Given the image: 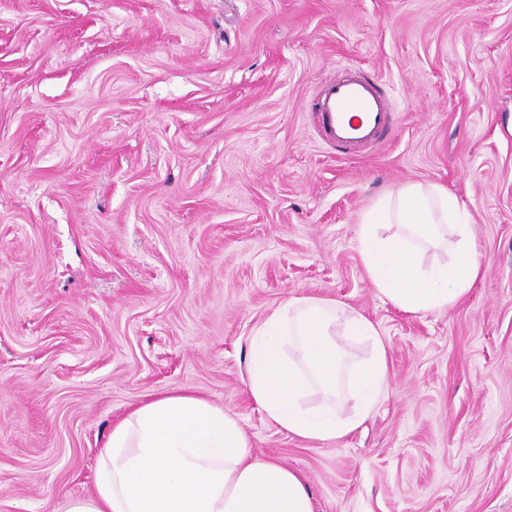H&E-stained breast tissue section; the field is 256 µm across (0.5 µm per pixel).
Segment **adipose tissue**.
<instances>
[{
  "label": "adipose tissue",
  "mask_w": 512,
  "mask_h": 512,
  "mask_svg": "<svg viewBox=\"0 0 512 512\" xmlns=\"http://www.w3.org/2000/svg\"><path fill=\"white\" fill-rule=\"evenodd\" d=\"M451 250L424 264L425 247ZM360 254L375 290L407 313H440L481 272L471 218L440 185L408 183L362 221ZM371 343L352 361L345 340ZM251 399L291 435L333 441L358 430L390 390L388 350L375 324L333 299L292 295L252 328ZM95 492L67 512H315L306 478L253 453L237 415L190 392L157 395L114 423Z\"/></svg>",
  "instance_id": "adipose-tissue-1"
}]
</instances>
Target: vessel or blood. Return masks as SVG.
<instances>
[{
  "label": "vessel or blood",
  "instance_id": "1",
  "mask_svg": "<svg viewBox=\"0 0 512 512\" xmlns=\"http://www.w3.org/2000/svg\"><path fill=\"white\" fill-rule=\"evenodd\" d=\"M325 135L347 152L379 144L391 119V104L360 71L346 70L328 81L318 102Z\"/></svg>",
  "mask_w": 512,
  "mask_h": 512
}]
</instances>
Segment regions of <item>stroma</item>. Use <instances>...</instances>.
<instances>
[{"mask_svg":"<svg viewBox=\"0 0 512 512\" xmlns=\"http://www.w3.org/2000/svg\"><path fill=\"white\" fill-rule=\"evenodd\" d=\"M375 77L380 145L338 150L318 94ZM434 183L482 254L448 311L410 314L363 268L364 215ZM368 316L389 398L304 440L243 381L289 295ZM192 391L315 512H512V0H0V512L94 491L114 420Z\"/></svg>","mask_w":512,"mask_h":512,"instance_id":"35a3bbf8","label":"stroma"}]
</instances>
